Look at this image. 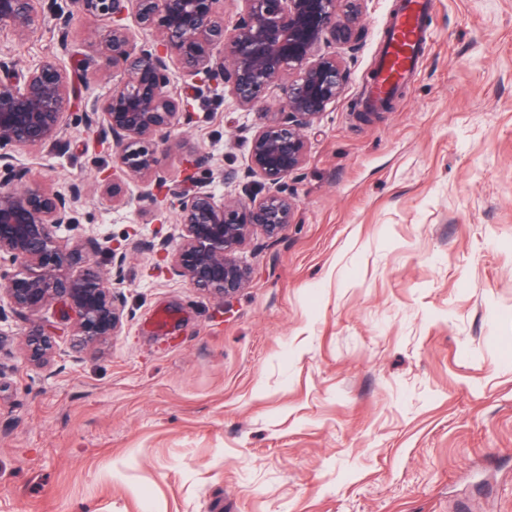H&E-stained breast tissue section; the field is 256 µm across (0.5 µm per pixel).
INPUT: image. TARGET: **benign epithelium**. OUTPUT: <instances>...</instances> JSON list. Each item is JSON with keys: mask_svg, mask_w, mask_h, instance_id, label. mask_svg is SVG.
Listing matches in <instances>:
<instances>
[{"mask_svg": "<svg viewBox=\"0 0 512 512\" xmlns=\"http://www.w3.org/2000/svg\"><path fill=\"white\" fill-rule=\"evenodd\" d=\"M0 0V28L23 36L45 12L56 13L61 47L68 49L74 15L109 20L98 57L121 76L112 95L85 110L88 128L112 141V173L103 192L114 204H127L126 185L140 179L148 195L176 210L177 244L162 237L151 244L171 258L172 269L190 285L217 299L237 293L250 278L238 257L255 231L273 239L294 223L297 204L281 190L307 153L305 132L344 90L346 69L336 46L355 49L365 0H242L232 29L224 25L223 0ZM134 13L153 41L137 45L124 24ZM219 79L232 103L261 112L244 175L222 173L242 194L218 197L195 180L187 163L182 183L168 185L159 166V145L191 122L189 105L169 90L173 72ZM280 85L279 111H263L265 91ZM73 85L54 58L19 70L0 59V167L21 180L26 171L5 148L64 149V114ZM79 184L68 193L38 183L6 187L0 183V315L4 306L32 315L57 301L74 317L73 347L106 342L123 327L124 301L95 260L93 242L62 249L54 229L79 224ZM77 265L76 275L67 269ZM29 360L45 361L54 348L50 333L30 330L24 338Z\"/></svg>", "mask_w": 512, "mask_h": 512, "instance_id": "obj_1", "label": "benign epithelium"}]
</instances>
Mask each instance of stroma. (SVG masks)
<instances>
[{
	"instance_id": "stroma-1",
	"label": "stroma",
	"mask_w": 512,
	"mask_h": 512,
	"mask_svg": "<svg viewBox=\"0 0 512 512\" xmlns=\"http://www.w3.org/2000/svg\"><path fill=\"white\" fill-rule=\"evenodd\" d=\"M399 2L367 0L344 91L282 183L296 220L250 237L252 276L227 302L148 251L173 209L137 181L123 206L100 191L112 144L83 107L113 78L84 63L107 22L73 17L66 53L53 17L0 31L19 69L85 72L69 150L20 159L27 182L85 188L63 249L93 240L107 272L125 257L109 342L75 351L57 303L0 320V512H512V0H435L422 65L362 120ZM189 85L194 121L161 169L179 180L196 160L229 194L259 116L201 75L170 90ZM38 324L57 332L43 365L20 341Z\"/></svg>"
}]
</instances>
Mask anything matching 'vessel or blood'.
<instances>
[{"instance_id": "obj_1", "label": "vessel or blood", "mask_w": 512, "mask_h": 512, "mask_svg": "<svg viewBox=\"0 0 512 512\" xmlns=\"http://www.w3.org/2000/svg\"><path fill=\"white\" fill-rule=\"evenodd\" d=\"M433 6V0H402L385 32L377 76L365 97L367 106H378L389 98L418 68Z\"/></svg>"}]
</instances>
